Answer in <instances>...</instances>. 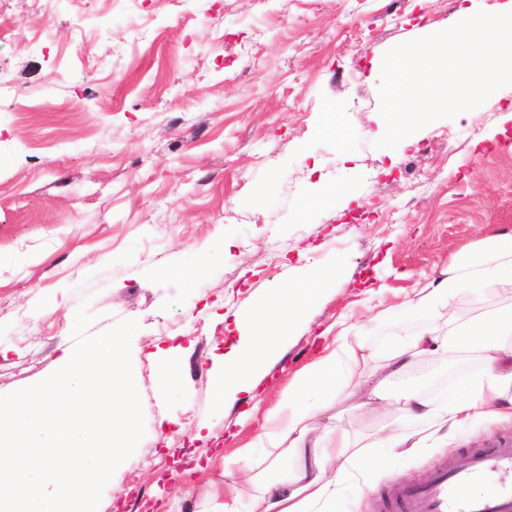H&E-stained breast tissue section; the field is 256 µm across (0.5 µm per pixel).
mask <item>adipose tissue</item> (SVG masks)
Returning a JSON list of instances; mask_svg holds the SVG:
<instances>
[{
    "mask_svg": "<svg viewBox=\"0 0 512 512\" xmlns=\"http://www.w3.org/2000/svg\"><path fill=\"white\" fill-rule=\"evenodd\" d=\"M329 271H318L306 282L288 286L276 300L249 322H237V346L214 360L213 373L221 382L220 397L235 401L239 392L253 391L272 355V328H289L300 321L307 301L329 284ZM489 289L512 293V232L466 244L452 259L442 278H420L398 307L400 314L434 315L446 319L448 333L439 336L424 327L400 336L390 344L377 371L354 376L353 370L370 350L364 336L341 326L334 346L325 348L289 385L270 416L273 426L260 433L252 451L282 446L306 453L287 484L263 486L260 512H330L338 493L334 467L344 474L364 463L363 453L353 451L348 434L330 428L309 436L306 422L324 410V396L336 391L357 398L362 407L375 409L387 379L402 374L415 361L440 353L473 349L484 363L483 372L448 387L437 397L414 389L405 393L400 418L391 420L375 445L389 453L418 448L447 428L461 429L479 421L512 418V305L492 318L460 323L455 301L464 293Z\"/></svg>",
    "mask_w": 512,
    "mask_h": 512,
    "instance_id": "adipose-tissue-1",
    "label": "adipose tissue"
}]
</instances>
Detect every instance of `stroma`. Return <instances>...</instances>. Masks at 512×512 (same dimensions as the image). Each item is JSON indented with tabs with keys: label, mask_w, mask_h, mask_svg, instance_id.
Returning <instances> with one entry per match:
<instances>
[{
	"label": "stroma",
	"mask_w": 512,
	"mask_h": 512,
	"mask_svg": "<svg viewBox=\"0 0 512 512\" xmlns=\"http://www.w3.org/2000/svg\"><path fill=\"white\" fill-rule=\"evenodd\" d=\"M493 0H0V395L34 384L73 347L77 309L100 333L139 323L132 344L145 436L97 512H202L284 388L340 317L377 366L391 338L427 325L394 310L467 242L512 230V151L477 147L512 107V86L393 149L379 86L385 52ZM338 105L328 116L329 105ZM335 119L351 137L321 134ZM230 244L209 256L216 233ZM200 258V276L171 271ZM381 296L368 291L384 269ZM334 280L274 340L255 391L218 400L213 358L230 326L275 289ZM184 349L161 381L160 350ZM474 353L437 356L388 382L389 400L479 372ZM330 414L374 435L388 418L329 395ZM512 421L481 423L407 457L378 451L375 487L424 480ZM300 464L256 457L243 500Z\"/></svg>",
	"instance_id": "stroma-1"
}]
</instances>
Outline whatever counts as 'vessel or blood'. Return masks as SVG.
<instances>
[{
  "mask_svg": "<svg viewBox=\"0 0 512 512\" xmlns=\"http://www.w3.org/2000/svg\"><path fill=\"white\" fill-rule=\"evenodd\" d=\"M378 512H512V439L492 438L455 465H433L425 480L392 482Z\"/></svg>",
  "mask_w": 512,
  "mask_h": 512,
  "instance_id": "vessel-or-blood-1",
  "label": "vessel or blood"
}]
</instances>
